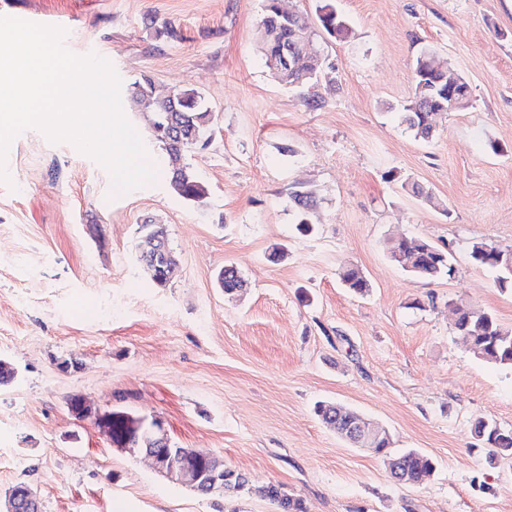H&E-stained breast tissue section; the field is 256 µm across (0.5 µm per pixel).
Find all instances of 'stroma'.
I'll return each mask as SVG.
<instances>
[{"mask_svg":"<svg viewBox=\"0 0 512 512\" xmlns=\"http://www.w3.org/2000/svg\"><path fill=\"white\" fill-rule=\"evenodd\" d=\"M317 4L280 0L325 60L288 87L261 58L262 0H0V16L63 28L72 53L107 59L122 101L144 76L160 92L198 90L213 130L183 155L208 189L200 203L170 189L146 112L125 115L157 180L115 199L108 171L72 143L37 129L12 142L0 359L15 377L0 385V498L25 483L42 512H275L258 496H200L109 446L69 412L82 395L162 420L174 447L282 484L307 512H512V459L486 468L472 431L478 417L512 429V369L475 358L454 331L460 303L512 329V291L469 255L480 240L512 249V0H336L342 39L320 30ZM424 49L472 94L427 142L399 120ZM297 189L315 199L307 232ZM147 224L179 261L163 287L136 258ZM405 236L450 250L454 275L401 270L387 246ZM227 265L244 294L218 288ZM352 266L367 295L343 287ZM65 359L77 369L60 371ZM319 401L382 424L435 472L394 484L381 456L316 416Z\"/></svg>","mask_w":512,"mask_h":512,"instance_id":"35a3bbf8","label":"stroma"}]
</instances>
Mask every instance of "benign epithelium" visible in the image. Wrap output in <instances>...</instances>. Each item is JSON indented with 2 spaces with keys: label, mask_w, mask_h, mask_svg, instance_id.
<instances>
[{
  "label": "benign epithelium",
  "mask_w": 512,
  "mask_h": 512,
  "mask_svg": "<svg viewBox=\"0 0 512 512\" xmlns=\"http://www.w3.org/2000/svg\"><path fill=\"white\" fill-rule=\"evenodd\" d=\"M294 51L291 57L274 59L271 67L276 76L287 80L303 64L310 65L308 76L315 77L321 55L312 49L311 43L300 32L293 34ZM430 65L437 82L447 87L448 110L455 111L470 106L469 97L456 92L459 77L452 73L448 63L430 55ZM147 233L139 247L137 260L150 271L166 278L175 272V259L170 247L154 224H145ZM70 413L78 420L89 419L108 443L131 456H141L151 461L155 471L163 476L197 491H222L224 486L233 485L242 496L254 494L249 478L227 466L214 456L198 453L189 448H175L158 420L146 422L124 411H100L93 408L83 396L77 395L67 402ZM148 438L152 447H142V440ZM344 439L357 447H366L372 439L371 433L359 422L344 430ZM5 512H41L40 499L28 484H18L8 492Z\"/></svg>",
  "instance_id": "1"
}]
</instances>
